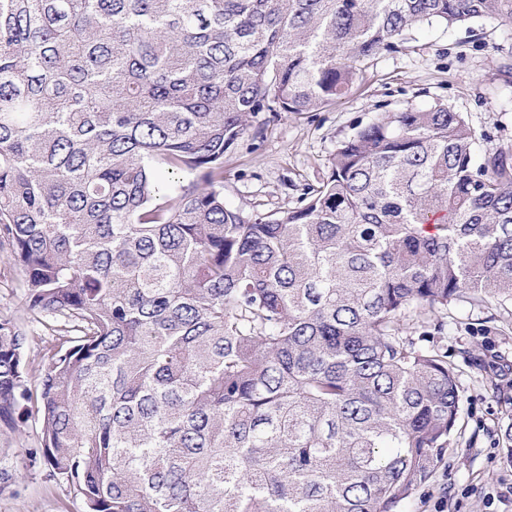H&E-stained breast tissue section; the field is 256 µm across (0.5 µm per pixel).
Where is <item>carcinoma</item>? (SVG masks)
<instances>
[{
	"instance_id": "cac0c4a2",
	"label": "carcinoma",
	"mask_w": 512,
	"mask_h": 512,
	"mask_svg": "<svg viewBox=\"0 0 512 512\" xmlns=\"http://www.w3.org/2000/svg\"><path fill=\"white\" fill-rule=\"evenodd\" d=\"M477 20L512 0H0V247L48 359L29 387L0 318V423L41 415L30 466L87 512H398L432 482L458 385L403 323L512 302V145L384 112L267 214L224 204V155Z\"/></svg>"
}]
</instances>
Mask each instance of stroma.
I'll return each instance as SVG.
<instances>
[{"label":"stroma","instance_id":"stroma-1","mask_svg":"<svg viewBox=\"0 0 512 512\" xmlns=\"http://www.w3.org/2000/svg\"><path fill=\"white\" fill-rule=\"evenodd\" d=\"M512 25L495 21L422 26L396 52L370 61L362 80L336 105L318 112L255 118L262 135L246 133L224 156V202L262 213L297 206L298 186L326 176L339 141L383 112L442 104L462 113L482 134V147L512 142V75L502 48ZM20 267L0 251V316L27 332L30 382L47 361L41 327L26 310ZM445 322L427 346L455 366L461 418L430 484L414 491L399 512H512V464L503 459L501 430L512 422V303L476 305L460 298L410 321L411 330ZM40 446L36 417L12 429L0 424V470L11 484L0 491V512H83L69 484L30 467Z\"/></svg>","mask_w":512,"mask_h":512}]
</instances>
